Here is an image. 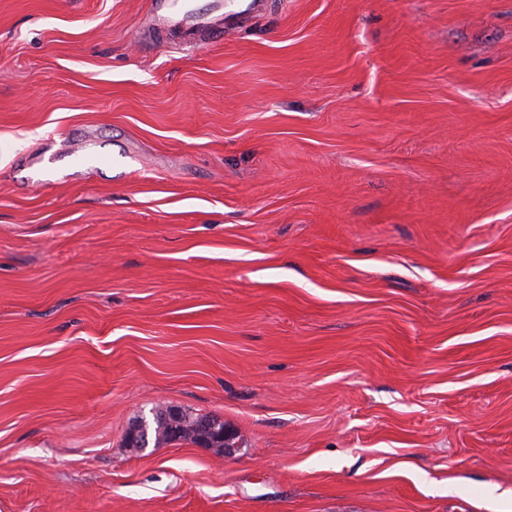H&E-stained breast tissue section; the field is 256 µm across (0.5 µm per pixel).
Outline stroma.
Here are the masks:
<instances>
[{
	"instance_id": "stroma-1",
	"label": "stroma",
	"mask_w": 512,
	"mask_h": 512,
	"mask_svg": "<svg viewBox=\"0 0 512 512\" xmlns=\"http://www.w3.org/2000/svg\"><path fill=\"white\" fill-rule=\"evenodd\" d=\"M150 32L0 0V512H512V0ZM166 408L155 407L152 411V420H148L146 416H138L133 420L128 427L127 438L131 440H136L140 433V423L137 420L146 421V429L142 431L140 438V446L136 448H147L150 443V438L154 437V445L158 446L161 443H171L175 441L181 440H190L193 443L198 442V432L199 427L200 431L204 436V445L208 446L211 444V436H215L224 438V432L230 434V439L228 442H225L224 439L222 443L216 448H224V455H228L231 453V450L234 448L235 444V435L230 432L226 427H224V421H220L218 424L219 428L224 429L217 430V423L211 421L210 424L201 425L204 421L209 420V416L193 414L191 412L179 411L177 417L171 419L162 420L158 417V413L164 411ZM201 425V426H200Z\"/></svg>"
}]
</instances>
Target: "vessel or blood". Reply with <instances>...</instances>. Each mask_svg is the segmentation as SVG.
<instances>
[{"label":"vessel or blood","mask_w":512,"mask_h":512,"mask_svg":"<svg viewBox=\"0 0 512 512\" xmlns=\"http://www.w3.org/2000/svg\"><path fill=\"white\" fill-rule=\"evenodd\" d=\"M148 4L151 13L165 18L154 33L159 42H187L203 29L220 38L225 27L244 25L261 8L260 0H209L204 8L195 0H148Z\"/></svg>","instance_id":"obj_1"}]
</instances>
